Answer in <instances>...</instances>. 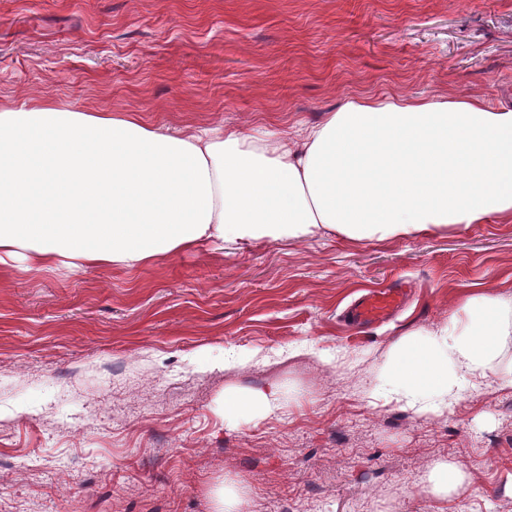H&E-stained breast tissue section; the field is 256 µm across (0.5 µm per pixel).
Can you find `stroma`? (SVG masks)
Returning a JSON list of instances; mask_svg holds the SVG:
<instances>
[{"label": "stroma", "mask_w": 512, "mask_h": 512, "mask_svg": "<svg viewBox=\"0 0 512 512\" xmlns=\"http://www.w3.org/2000/svg\"><path fill=\"white\" fill-rule=\"evenodd\" d=\"M512 101V0H0V108L45 100L289 137L350 97ZM406 281L391 320L346 324ZM512 297V223L241 248L120 269L0 267V512H512V388L433 413L373 395L402 338ZM283 392L225 421V391ZM467 476L424 496L434 464ZM248 494L240 482H228L226 478L211 492L213 512H239Z\"/></svg>", "instance_id": "1"}]
</instances>
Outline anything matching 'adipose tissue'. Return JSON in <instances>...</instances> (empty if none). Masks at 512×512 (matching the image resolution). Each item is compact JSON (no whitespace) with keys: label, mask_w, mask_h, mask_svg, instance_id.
<instances>
[{"label":"adipose tissue","mask_w":512,"mask_h":512,"mask_svg":"<svg viewBox=\"0 0 512 512\" xmlns=\"http://www.w3.org/2000/svg\"><path fill=\"white\" fill-rule=\"evenodd\" d=\"M512 223V107L361 95L298 139L270 127L192 131L135 114L34 102L0 111V266L128 269L202 242L250 247L328 230L351 240ZM512 299H467L398 344L377 394L421 412L501 366ZM282 391L225 395V418L280 410Z\"/></svg>","instance_id":"1"}]
</instances>
